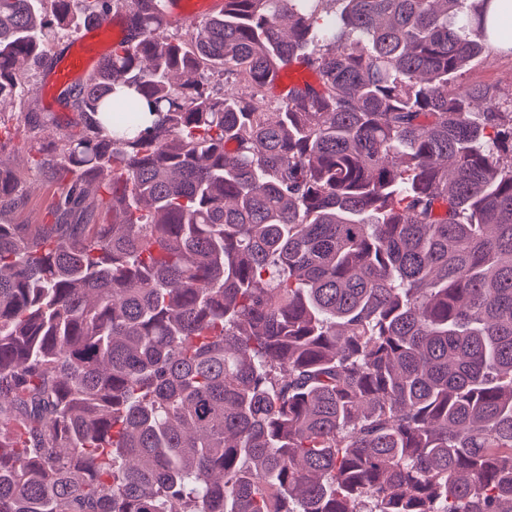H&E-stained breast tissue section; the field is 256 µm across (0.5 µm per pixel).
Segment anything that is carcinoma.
<instances>
[{"label": "carcinoma", "instance_id": "obj_1", "mask_svg": "<svg viewBox=\"0 0 512 512\" xmlns=\"http://www.w3.org/2000/svg\"><path fill=\"white\" fill-rule=\"evenodd\" d=\"M119 9L0 161V512H512V0H0V100ZM458 81L497 84L505 91L512 88V57L497 56L475 62ZM12 122L13 125H16L15 135L13 141L11 142V145L4 152L3 159L6 160L7 162L9 159L10 163L17 164L22 163L21 161L27 158L29 143L23 124H19V126H17L15 120ZM58 191L55 183L43 182L35 189L29 198L24 212L19 216V221L25 224H44L45 213L52 204Z\"/></svg>", "mask_w": 512, "mask_h": 512}]
</instances>
